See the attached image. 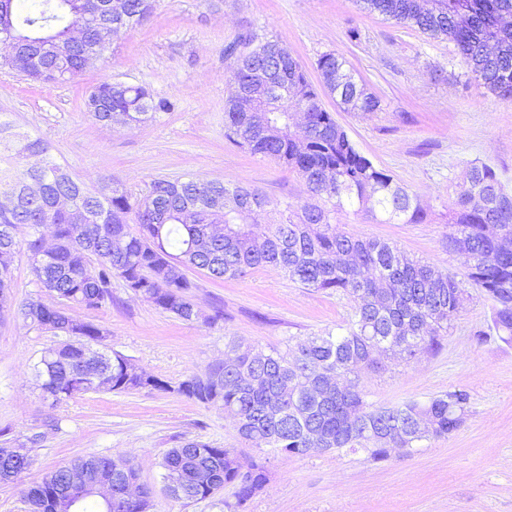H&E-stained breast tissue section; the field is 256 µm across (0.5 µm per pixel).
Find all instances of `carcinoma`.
I'll return each instance as SVG.
<instances>
[{"instance_id": "cac0c4a2", "label": "carcinoma", "mask_w": 512, "mask_h": 512, "mask_svg": "<svg viewBox=\"0 0 512 512\" xmlns=\"http://www.w3.org/2000/svg\"><path fill=\"white\" fill-rule=\"evenodd\" d=\"M98 0H0V59L8 57L15 71L39 83L72 78L106 52L96 47V31L86 41L70 45L71 25ZM112 17L132 26L154 9L156 0H109ZM365 9L432 36H445L456 46L461 64L484 81L500 99L512 102V0H362ZM231 46L228 57L236 82L252 93L250 111L238 99L229 100L225 114L228 135L254 154L271 158L296 171L313 196L332 203L306 206L296 218L281 224L240 222L224 210V200L239 199L257 211L273 201L256 190L231 187L199 176L187 180H155L148 194L134 198L107 186L90 192L49 156L40 138L20 135L17 157L30 161L26 175L42 182L43 194L30 199L24 183L0 173V195L18 204L0 209V304L6 302L10 270L17 252L28 253L37 285L57 299L85 308L112 300V276L177 318L193 322L200 311L192 299L196 284L190 269L214 279L236 280L249 270L270 266L304 288L336 291L354 302L345 324L323 336H313L269 353L241 350L230 339L234 356L176 385L139 370L118 352L103 355L107 386L85 383L78 372L85 360L82 345L67 340L83 336L104 339L105 330L78 322L65 309L39 298L25 302L19 313L38 329L65 340L41 360L43 393L55 403L89 392H128L150 388L173 392L196 402L224 406L238 435L255 439L282 455H304L314 439L338 453L363 452L381 461L393 448H414L427 438L458 430L465 422L469 395L448 392L427 401L374 406L365 401L360 371L374 365L375 353H405L413 358L433 352L457 314L465 293L462 284L430 265L414 263L389 243L336 234L331 215L347 207L379 211L382 223L421 224L427 213L386 171L379 169L351 142L321 94L336 100L344 112H376L380 100L346 67V61L326 53L317 61L319 80H310L288 47L256 42L249 35ZM280 72L284 96L257 89L258 69ZM85 107L103 125L139 124L168 111L141 86L104 81L87 97ZM70 197L65 209L56 198ZM94 208L96 224L82 223ZM134 215L138 230L127 224ZM448 246L466 240L467 280L493 301V327L500 340L512 342V194L487 165L470 164L467 180L451 209ZM46 238L58 242L55 254L43 258ZM332 375L336 389L319 390ZM101 475L100 467L137 475L120 455L73 461ZM163 478L176 500H202L231 484L239 509L269 480L265 463L244 459L232 448H213L188 440L168 450ZM207 469L212 488L193 490V474ZM44 480L26 492L30 512H60L61 477Z\"/></svg>"}]
</instances>
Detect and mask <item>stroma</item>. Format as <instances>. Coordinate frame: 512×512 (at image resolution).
<instances>
[{"label":"stroma","instance_id":"stroma-1","mask_svg":"<svg viewBox=\"0 0 512 512\" xmlns=\"http://www.w3.org/2000/svg\"><path fill=\"white\" fill-rule=\"evenodd\" d=\"M250 34L287 45L313 79L321 55L344 57L380 108L342 112L327 96L324 108L428 213L422 224H382L365 212L342 211L334 218L337 233L387 241L464 280V256L446 245L448 209L472 163L490 166L512 189V103L460 63L452 41L367 11L362 0H157L74 78L41 84L0 70V113L17 133L46 141L53 159L88 190L112 182L139 197L153 180L201 176L267 195L277 209L254 220L275 224L285 210L314 199L295 172L225 134V105L236 89L227 49ZM107 78L145 87L173 108L136 126L101 125L84 100ZM189 276L202 312L194 322L163 311L118 277L111 303L75 306L70 314L106 328V350L171 382L222 363L228 338L281 349L289 338L322 334L352 314L342 295L301 287L268 267L239 280L218 281L197 269ZM467 293L436 354L386 359L361 378L377 406L466 390L468 416L459 430L393 450L381 462L363 453L271 456L239 437L222 406L177 394L146 388L58 404L45 398L36 366L57 339L23 322L18 310L32 297L50 306L58 300L37 286L26 252H19L0 308V445L26 449L33 463L16 481L0 482V512H28L26 489L71 460L115 454L151 490L150 512H227L233 487L195 501L173 499L164 488L163 454L193 439L267 458L269 480L243 512H512V343L490 335L491 303L480 289Z\"/></svg>","mask_w":512,"mask_h":512}]
</instances>
